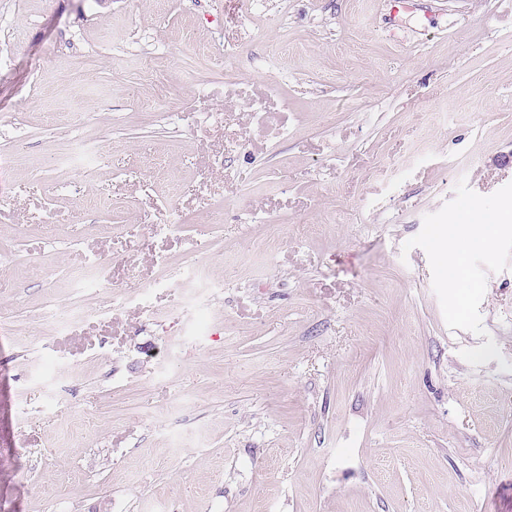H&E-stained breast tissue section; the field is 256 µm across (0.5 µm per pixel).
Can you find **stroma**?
<instances>
[{
	"label": "stroma",
	"mask_w": 512,
	"mask_h": 512,
	"mask_svg": "<svg viewBox=\"0 0 512 512\" xmlns=\"http://www.w3.org/2000/svg\"><path fill=\"white\" fill-rule=\"evenodd\" d=\"M462 178L512 0H0V512H512V267L474 367L403 248Z\"/></svg>",
	"instance_id": "35a3bbf8"
}]
</instances>
